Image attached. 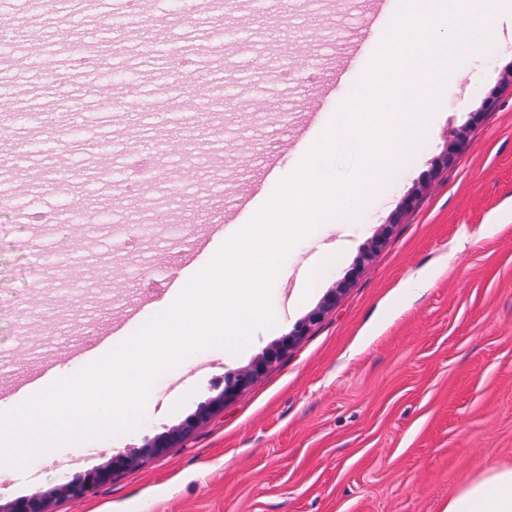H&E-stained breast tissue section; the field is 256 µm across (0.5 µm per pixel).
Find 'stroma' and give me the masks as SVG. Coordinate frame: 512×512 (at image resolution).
Listing matches in <instances>:
<instances>
[{
	"label": "stroma",
	"instance_id": "35a3bbf8",
	"mask_svg": "<svg viewBox=\"0 0 512 512\" xmlns=\"http://www.w3.org/2000/svg\"><path fill=\"white\" fill-rule=\"evenodd\" d=\"M148 3L170 14L167 0ZM372 8L373 0H284L274 9L237 0L232 10L170 14L168 33L147 43L131 24L124 64L163 105L182 83L168 60L184 41L220 40L232 29L241 35L224 66L231 99L208 127L166 124L183 147L159 152L156 163L166 172L179 165L180 178L156 182L150 198H124L99 177L107 168L127 171L139 137L155 135L142 113H113L105 140L17 127V150H0V183L45 220L18 229L0 212V379L38 374L53 359L78 372L70 352L96 342L105 320L175 274L242 194L272 197L269 157L289 145L307 112L320 109L328 121L347 99L343 85L331 97L323 92L348 48L384 42L386 30L369 26ZM112 25L106 13L59 8L39 28L46 40L61 26L79 39ZM501 27L491 50L470 55L458 77L445 80L423 145L362 215L316 225L293 247L272 288L273 328L237 355L193 353L155 380L136 430L37 457L0 478V499L142 447L194 414L225 376L248 367L332 293L336 303L323 319L189 440L83 500H57L53 512H446L467 482L512 466V15ZM8 50L14 61L0 108L17 111L38 101L49 112L94 100L115 68L101 64L70 93H53L25 44L10 42ZM282 63L288 80L267 81L266 69ZM490 94L498 104L482 111ZM461 129L468 148L443 162ZM63 189L86 209L112 210L111 223L95 227L96 243L81 226L60 244ZM413 191V208L402 210ZM158 210L172 222L154 223ZM139 222L152 236L129 241L127 225ZM27 243L55 245L59 254L36 289ZM329 249L339 254L336 266L303 296L306 267ZM418 278L430 286L411 293ZM22 317L31 335H17Z\"/></svg>",
	"mask_w": 512,
	"mask_h": 512
}]
</instances>
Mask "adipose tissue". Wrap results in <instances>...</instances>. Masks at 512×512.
I'll use <instances>...</instances> for the list:
<instances>
[{"mask_svg": "<svg viewBox=\"0 0 512 512\" xmlns=\"http://www.w3.org/2000/svg\"><path fill=\"white\" fill-rule=\"evenodd\" d=\"M447 512H512V466L492 469L463 486Z\"/></svg>", "mask_w": 512, "mask_h": 512, "instance_id": "adipose-tissue-1", "label": "adipose tissue"}]
</instances>
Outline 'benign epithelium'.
<instances>
[{
  "label": "benign epithelium",
  "instance_id": "benign-epithelium-1",
  "mask_svg": "<svg viewBox=\"0 0 512 512\" xmlns=\"http://www.w3.org/2000/svg\"><path fill=\"white\" fill-rule=\"evenodd\" d=\"M322 313L321 309L312 313L307 321L279 339L271 349L263 353L250 366L230 375L224 382V388L209 398L196 414L154 436L141 448L129 452L119 451L111 455L105 464L77 474L70 479L66 478L56 482L46 491L39 490L27 496L9 500L4 504L0 503V512H51L50 506L53 498L82 499L96 488L111 482L115 475L134 469L150 459L163 456L168 449L177 447L189 438L202 422L223 411L225 403L251 385L268 366L292 348L300 336L304 335L308 326L321 319Z\"/></svg>",
  "mask_w": 512,
  "mask_h": 512
}]
</instances>
